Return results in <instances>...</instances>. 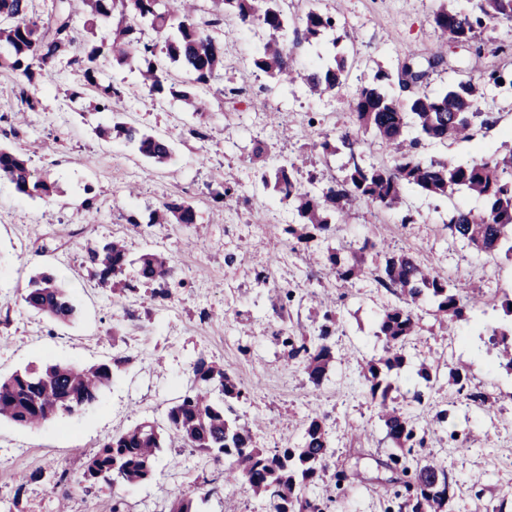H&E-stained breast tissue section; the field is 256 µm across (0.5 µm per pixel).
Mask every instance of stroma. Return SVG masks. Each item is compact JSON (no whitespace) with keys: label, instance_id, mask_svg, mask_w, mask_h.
Listing matches in <instances>:
<instances>
[{"label":"stroma","instance_id":"35a3bbf8","mask_svg":"<svg viewBox=\"0 0 512 512\" xmlns=\"http://www.w3.org/2000/svg\"><path fill=\"white\" fill-rule=\"evenodd\" d=\"M441 3L310 0V7L333 14L338 31L349 34L343 42L349 76L341 88L319 98L302 84L283 87L249 67L263 31L234 33L224 68L207 93L211 112L202 123L176 99L148 95L138 72L112 61L105 62L103 78L129 92L117 112L96 111L97 94L84 79L78 44L43 70L40 104L33 111L21 101L15 73L0 68V146L24 154L32 171L57 186L53 196L41 199L18 194L0 180V375L30 365L125 360L93 407L39 427L0 422V512H109L110 498L84 490L87 458L137 423L163 422L201 357L228 370L246 391V399L233 402L232 409L249 423L257 447L296 446L307 418L324 415L332 454L319 484L334 490L330 512H382L394 490L391 473L382 466L393 446L362 371L383 352L375 334L379 314L404 299L368 278L336 280L324 265L327 249L348 259L367 241L388 253H413L456 283L482 287L484 302L468 325L440 326L432 305L416 306L421 331L406 349L403 369L391 378V403L425 426L426 414L411 392L420 386L419 364L431 363L436 378L427 398L447 409L449 418L419 449L418 459L447 467L453 512H480L490 502L512 512V375L482 353L476 336L478 326L508 320L502 303L512 297V257L486 259L446 228L454 209L478 211L483 201L462 189L440 197L409 186L400 209L361 202L349 223L334 224L328 239L303 250L281 238L283 227L295 219L292 206L262 183L279 158L299 153L307 157L302 174L312 191L343 178L345 154L323 153L316 141L351 125L356 93L377 70L393 72L408 56L430 54L437 42L432 18ZM446 58L445 67L430 73L425 93L479 79L490 67L511 74L512 23L489 25L475 44L448 47ZM75 89L81 98H71ZM486 102L493 127L476 126L469 141L428 144L426 155L465 161L512 144V86L487 87ZM118 117L168 139L171 159L152 163L113 134ZM198 126L205 139L190 136ZM103 128L109 136H100ZM257 138L275 144L274 158L254 160ZM227 180L238 193L214 207L210 192ZM89 186L96 194L91 212L83 205ZM170 197L188 200L196 223L148 226L150 211ZM131 212L140 225L126 223ZM406 213L414 223L402 224ZM112 239L124 241L131 258L166 257L177 283L168 300L152 299L147 287L121 297L99 285L87 250ZM264 266L270 276L257 281L254 272ZM44 270L66 286L77 307L74 320L56 322L23 305L21 292ZM284 286L294 300L283 320L275 306ZM328 297L339 319L336 360L316 388L300 366L288 362L273 335L283 327L316 335L320 303ZM460 364L471 369L472 391L490 395L492 407L478 409L449 386L448 368ZM64 469L68 482L56 483ZM219 471L204 453L164 448L151 480L119 491L129 512H169L183 495L194 499L197 512H266L265 502L240 485L207 494V480ZM340 471L347 474L341 483Z\"/></svg>","mask_w":512,"mask_h":512}]
</instances>
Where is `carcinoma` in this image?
I'll use <instances>...</instances> for the list:
<instances>
[{"label": "carcinoma", "instance_id": "cac0c4a2", "mask_svg": "<svg viewBox=\"0 0 512 512\" xmlns=\"http://www.w3.org/2000/svg\"><path fill=\"white\" fill-rule=\"evenodd\" d=\"M93 18L116 23L112 43L83 40L80 62L85 81L97 89L99 106L104 109L120 101L122 85L101 83L100 60L110 55L119 65L138 70L148 93L171 96L182 101L197 115L206 112L205 97L198 88L208 86L224 69V31L230 19L245 29L259 27L268 39L252 60L253 67L267 76L290 84L302 83L312 94L331 93L341 87L350 68L349 56L337 53L333 61L299 71L288 50L287 0H209L211 8L202 10L196 0H82ZM45 22L30 15V0H0V65L18 73L30 87L36 85L39 72L69 53L77 42L67 0H53ZM303 38L309 40L335 29L332 16L310 9L299 17ZM512 22V0H473L469 9L442 4L433 15L434 28L444 42L470 44L491 23ZM176 63L190 79L176 86L167 83L163 59ZM446 55L437 48L429 55L432 64L423 68L415 56L407 57L396 74L378 70L373 82L360 88L353 102V126L339 134L347 150L345 176L331 181L321 194L303 189L299 167L286 160L275 170L274 184L282 199L293 204L298 222L285 228L298 244H307L331 230V214L344 217L361 200L383 209H396L402 203L401 185L413 184L429 195H450L464 188L485 201L481 212L457 209L448 220V230L461 241L476 247L491 258L500 253L512 255V146L498 156L461 162L453 157H425L419 153L422 141L445 144L450 140L467 141L476 122L493 123L481 112L482 87L498 85L505 74L496 69L483 71L479 82L460 80L435 94L415 93L400 100L388 87L401 83L405 74L413 80L424 79L428 71L445 63ZM415 126L419 136L404 138L406 128ZM116 132L138 147L139 152L156 163L167 162L173 154L169 141L146 133L128 122L114 125ZM367 131L392 146L395 164L390 167H365L358 162L359 134ZM0 178L29 197H50L55 183L32 174L27 159L7 148H0ZM194 224L196 211L185 199L165 200L152 211L151 224ZM88 259L96 268L99 282L121 292L134 291V283L153 286L152 295L162 300L171 296L169 267L156 254L129 258L121 240L105 242L88 249ZM327 265L342 281L363 275L373 277L388 292L400 293L411 303L427 301L451 320L468 319V313L483 297L481 290L466 293L459 284L424 267L410 253H388L380 266L369 267L365 260L343 264L336 253L328 254ZM24 305L58 321L69 322L77 308L55 275L49 271L33 276L21 295ZM417 316L408 306L385 308L378 317L377 335L384 337L386 355L367 365L365 376L372 401L381 408L386 437L396 452L389 457L395 477L392 484L404 486L407 497L397 512H452L448 469L428 463L415 470L409 457L425 445L427 429L394 407H389V376L403 367L405 342L417 333ZM337 319L327 309L321 316L318 333L312 338L288 334L284 328L275 334L288 360L303 366L308 381L322 384L329 365L335 359ZM481 340L486 353L498 365L512 373V323L485 330ZM124 364L121 358L89 367L51 364L42 369L26 367L8 376H0V419L19 426H35L60 413H73L95 405L101 389L112 380L114 369ZM468 369H451L448 382L461 393L467 389ZM246 397L225 370L205 359L193 365V381L175 405L169 408L166 426L141 422L103 443L86 462L85 491L92 490L111 498L110 512H128L121 483L135 484L153 474L157 452L178 442L210 455L224 467V484H241L267 503L268 512H327L334 501L329 489L310 495L320 473L325 470L330 443L323 419L315 415L305 424L301 441L293 448H257L252 444L248 426L231 417L229 402Z\"/></svg>", "mask_w": 512, "mask_h": 512}]
</instances>
